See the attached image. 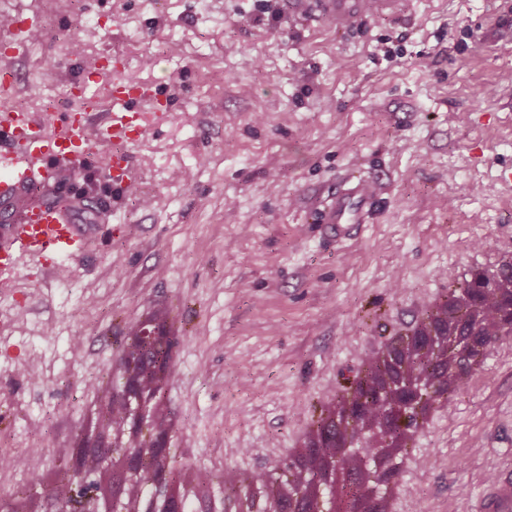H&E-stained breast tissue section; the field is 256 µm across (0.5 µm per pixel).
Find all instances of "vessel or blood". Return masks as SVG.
<instances>
[{
	"mask_svg": "<svg viewBox=\"0 0 512 512\" xmlns=\"http://www.w3.org/2000/svg\"><path fill=\"white\" fill-rule=\"evenodd\" d=\"M301 14L318 11L344 31L377 14L399 13L402 0H295ZM33 28L29 17L16 13L0 32V285L9 283L21 263L60 272V259L85 255L99 227L77 221L78 202L36 196V188L51 187L61 172L78 175L93 165L94 147L115 145L108 175L112 193H129L131 157L127 151L143 132L141 104L151 103L146 86L115 81L106 95L111 113H103L98 98H79L71 113L55 122L18 107L13 96L17 78L11 47L26 40ZM384 193L381 182L345 176L328 192L318 211L323 235L339 244L355 239L370 224ZM506 479L487 486L483 512H512V465Z\"/></svg>",
	"mask_w": 512,
	"mask_h": 512,
	"instance_id": "vessel-or-blood-1",
	"label": "vessel or blood"
}]
</instances>
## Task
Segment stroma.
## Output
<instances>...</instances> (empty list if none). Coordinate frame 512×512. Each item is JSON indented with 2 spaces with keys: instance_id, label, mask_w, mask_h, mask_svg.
I'll use <instances>...</instances> for the list:
<instances>
[{
  "instance_id": "35a3bbf8",
  "label": "stroma",
  "mask_w": 512,
  "mask_h": 512,
  "mask_svg": "<svg viewBox=\"0 0 512 512\" xmlns=\"http://www.w3.org/2000/svg\"><path fill=\"white\" fill-rule=\"evenodd\" d=\"M292 0H0L34 17L14 61V102L64 118L90 84L150 86L145 133L129 147L134 193L105 189L99 147L85 196L112 225L65 279L21 266L0 290V499L45 512L31 462L67 481L129 323L157 310L184 342L168 391L174 467L263 472L405 331L467 264L512 252V0H405L348 32L300 18ZM392 38V56L379 55ZM351 170L387 186L354 241L312 220ZM512 454V339L449 396L412 444L397 512H481L495 463Z\"/></svg>"
}]
</instances>
